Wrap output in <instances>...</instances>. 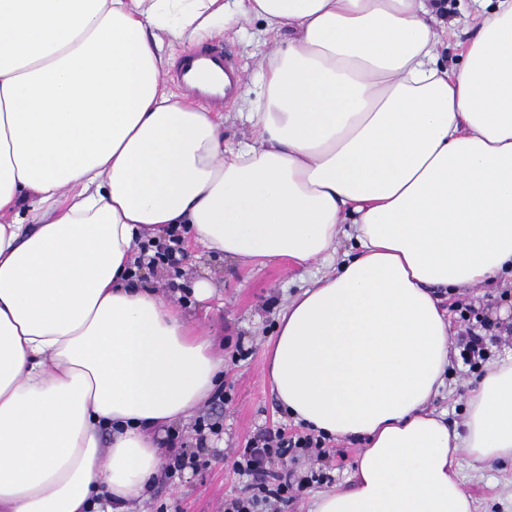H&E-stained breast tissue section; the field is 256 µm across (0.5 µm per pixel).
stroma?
<instances>
[{"label": "stroma", "instance_id": "35a3bbf8", "mask_svg": "<svg viewBox=\"0 0 512 512\" xmlns=\"http://www.w3.org/2000/svg\"><path fill=\"white\" fill-rule=\"evenodd\" d=\"M448 29L441 34V53L455 60L461 42L475 32L477 18L473 0H447ZM209 41L224 42L243 72L250 95H258L257 72L266 53L274 46L265 24L256 18H242L231 27L213 30ZM329 264L295 265L288 262L216 265L199 249L186 247L178 268L167 269L155 278L163 297L175 299L177 278H205L216 286L207 301L190 300L185 311L200 318L224 354V390L228 403L207 400L199 418L220 423L219 433L198 428L197 420L181 429L187 454L204 465L183 472L181 477L157 485L149 496L130 504L129 512H224V502L239 494L243 482L233 469L236 453L248 441L267 429L281 427L291 434L304 433L278 403L267 372V344L275 334L276 316L292 298L309 287L312 280L330 272ZM443 307L449 308L452 334H459L463 322L455 301L471 306L475 315L495 322L494 332L484 335L492 356L512 353V324L500 328L501 310H512V288L494 284L477 285L458 291L439 289ZM478 372L469 370L460 357H453L448 369V386L435 406L449 424H462L465 402ZM466 490L475 501L476 512H512V465L476 466L461 462Z\"/></svg>", "mask_w": 512, "mask_h": 512}]
</instances>
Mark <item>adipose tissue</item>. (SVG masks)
<instances>
[{
	"instance_id": "adipose-tissue-1",
	"label": "adipose tissue",
	"mask_w": 512,
	"mask_h": 512,
	"mask_svg": "<svg viewBox=\"0 0 512 512\" xmlns=\"http://www.w3.org/2000/svg\"><path fill=\"white\" fill-rule=\"evenodd\" d=\"M440 62L444 0H0V512H123L165 429L219 387L208 332L134 274L167 228L237 263L332 258L279 313L278 402L364 447L309 512H474L458 449L512 462V354L432 401L450 364L436 288L512 278V0H476ZM280 43L252 144L173 99L164 39L237 17Z\"/></svg>"
}]
</instances>
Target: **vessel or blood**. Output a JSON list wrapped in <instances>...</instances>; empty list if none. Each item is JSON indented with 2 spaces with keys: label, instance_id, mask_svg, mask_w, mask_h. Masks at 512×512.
<instances>
[{
  "label": "vessel or blood",
  "instance_id": "1",
  "mask_svg": "<svg viewBox=\"0 0 512 512\" xmlns=\"http://www.w3.org/2000/svg\"><path fill=\"white\" fill-rule=\"evenodd\" d=\"M174 81L186 97L220 111L236 96L241 77L225 48L207 44L179 55Z\"/></svg>",
  "mask_w": 512,
  "mask_h": 512
}]
</instances>
